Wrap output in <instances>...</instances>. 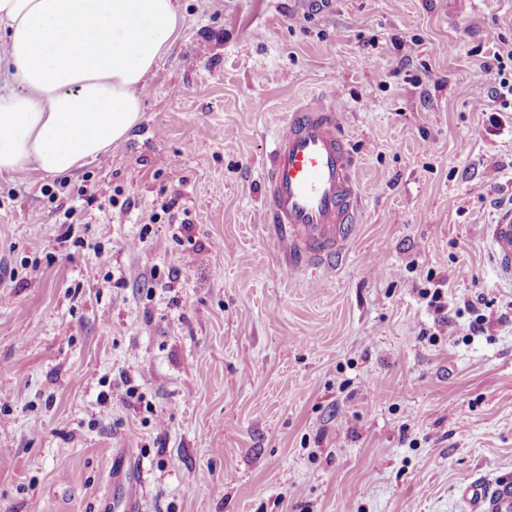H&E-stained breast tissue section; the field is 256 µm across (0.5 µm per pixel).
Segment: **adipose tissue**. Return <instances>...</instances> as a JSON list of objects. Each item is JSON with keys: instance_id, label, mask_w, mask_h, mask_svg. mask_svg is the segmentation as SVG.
I'll list each match as a JSON object with an SVG mask.
<instances>
[{"instance_id": "adipose-tissue-1", "label": "adipose tissue", "mask_w": 512, "mask_h": 512, "mask_svg": "<svg viewBox=\"0 0 512 512\" xmlns=\"http://www.w3.org/2000/svg\"><path fill=\"white\" fill-rule=\"evenodd\" d=\"M176 0H0V174L67 175L126 140Z\"/></svg>"}]
</instances>
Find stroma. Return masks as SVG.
I'll use <instances>...</instances> for the list:
<instances>
[{
    "label": "stroma",
    "instance_id": "35a3bbf8",
    "mask_svg": "<svg viewBox=\"0 0 512 512\" xmlns=\"http://www.w3.org/2000/svg\"><path fill=\"white\" fill-rule=\"evenodd\" d=\"M178 6L126 140L0 175V512H123L121 452L139 512H469L463 477L512 474L486 235L512 107L483 69L512 0ZM322 92L361 159L332 274L289 268L263 208L276 130Z\"/></svg>",
    "mask_w": 512,
    "mask_h": 512
}]
</instances>
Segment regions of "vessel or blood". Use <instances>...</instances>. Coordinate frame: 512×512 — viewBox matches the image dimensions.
<instances>
[{
  "label": "vessel or blood",
  "instance_id": "b4317fda",
  "mask_svg": "<svg viewBox=\"0 0 512 512\" xmlns=\"http://www.w3.org/2000/svg\"><path fill=\"white\" fill-rule=\"evenodd\" d=\"M359 161L341 116L325 98L299 102L276 134L264 178V212L289 266L336 267V256L358 223ZM492 257L512 280V210L490 225ZM470 512H512V477L491 485L463 481Z\"/></svg>",
  "mask_w": 512,
  "mask_h": 512
}]
</instances>
